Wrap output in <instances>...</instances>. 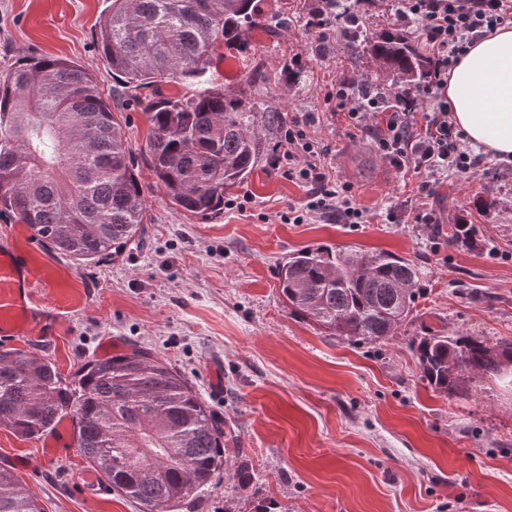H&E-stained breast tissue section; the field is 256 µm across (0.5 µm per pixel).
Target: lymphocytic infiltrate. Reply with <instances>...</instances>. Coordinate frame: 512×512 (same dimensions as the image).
Segmentation results:
<instances>
[{
    "mask_svg": "<svg viewBox=\"0 0 512 512\" xmlns=\"http://www.w3.org/2000/svg\"><path fill=\"white\" fill-rule=\"evenodd\" d=\"M398 20L412 27L430 54L433 67L422 88L373 94L348 79L336 83L332 115H344L349 125L372 132L377 151L398 170L413 169L421 176L420 191L431 179L470 173L479 159L449 114L445 89L448 72L470 43L504 24H512V0H394ZM429 108L418 112V101ZM313 116L292 118L279 141L275 163H286L288 179L308 183L313 191L305 207L295 211L293 223L314 215L359 224L363 212L352 200L350 185L332 180L319 163L326 148L311 134Z\"/></svg>",
    "mask_w": 512,
    "mask_h": 512,
    "instance_id": "1",
    "label": "lymphocytic infiltrate"
}]
</instances>
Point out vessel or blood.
<instances>
[{
	"label": "vessel or blood",
	"mask_w": 512,
	"mask_h": 512,
	"mask_svg": "<svg viewBox=\"0 0 512 512\" xmlns=\"http://www.w3.org/2000/svg\"><path fill=\"white\" fill-rule=\"evenodd\" d=\"M50 279H39L30 246L0 243V340L32 335L44 328L45 311L35 302L37 288L50 287Z\"/></svg>",
	"instance_id": "1"
}]
</instances>
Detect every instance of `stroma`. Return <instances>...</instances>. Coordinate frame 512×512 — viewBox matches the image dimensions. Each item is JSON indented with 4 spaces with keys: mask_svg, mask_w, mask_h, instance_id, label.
<instances>
[{
    "mask_svg": "<svg viewBox=\"0 0 512 512\" xmlns=\"http://www.w3.org/2000/svg\"><path fill=\"white\" fill-rule=\"evenodd\" d=\"M322 0H258L269 29L251 34L248 60L222 53L199 78L174 76L140 98H176L202 85L244 94L258 112L312 114L328 146L327 165L353 187L361 224L314 217L291 224L311 188L260 160L225 200L250 196L246 210L207 217L177 209L149 167L150 121L113 74L97 34L110 0H0V77L32 57L84 68L109 98L132 152L146 201L145 232L118 257L79 268L39 244V273L56 288L40 298L52 320L43 333L12 340L39 347L64 383L99 358L134 347L166 358L232 438L224 467L199 498L175 512H512V387L478 376L464 395L436 392L410 348L429 330L512 340V161L483 152L472 175L434 185V224L413 220L419 179L395 170L367 134L328 122L338 79L367 82L377 64L351 57L338 36L328 58L310 19ZM395 222H387V212ZM476 225L480 250L449 246L448 227ZM386 250L412 260L420 291L412 320L373 344L330 336L289 310L278 263L305 246ZM249 461L254 478L238 482ZM12 471L40 512H143L91 471L72 428L23 440L0 429V470Z\"/></svg>",
    "mask_w": 512,
    "mask_h": 512,
    "instance_id": "stroma-1",
    "label": "stroma"
}]
</instances>
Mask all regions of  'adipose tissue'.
<instances>
[{
	"mask_svg": "<svg viewBox=\"0 0 512 512\" xmlns=\"http://www.w3.org/2000/svg\"><path fill=\"white\" fill-rule=\"evenodd\" d=\"M446 96L468 142L512 159V26L470 44L448 75Z\"/></svg>",
	"mask_w": 512,
	"mask_h": 512,
	"instance_id": "1",
	"label": "adipose tissue"
}]
</instances>
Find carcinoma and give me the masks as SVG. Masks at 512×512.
<instances>
[{
    "mask_svg": "<svg viewBox=\"0 0 512 512\" xmlns=\"http://www.w3.org/2000/svg\"><path fill=\"white\" fill-rule=\"evenodd\" d=\"M266 23L256 0H112L98 42L112 72L137 90L177 74L202 75L219 41L247 58L251 32ZM361 25L355 18L350 51L377 60L373 87L427 81L432 63L417 41L399 29L370 34ZM139 103L151 123L153 175L192 215L224 209V193L247 181L263 152L259 121H282L213 86ZM2 210L78 266L119 255L144 233L145 197L125 135L96 80L73 62L31 58L0 79ZM448 245L484 248L473 224L448 225ZM278 280L288 308L351 343L394 336L419 291L418 270L407 259L328 246L289 255ZM410 346L424 380L446 396L476 375H507L512 384L511 340L490 345L432 330ZM65 416L81 455L146 512L196 498L224 466L226 432L164 357L133 348L90 360L70 388L40 348H1L0 429L33 440ZM0 512H40L5 470Z\"/></svg>",
    "mask_w": 512,
    "mask_h": 512,
    "instance_id": "obj_1",
    "label": "carcinoma"
}]
</instances>
